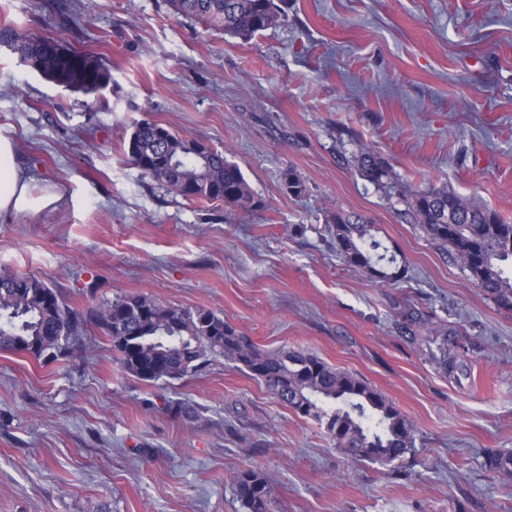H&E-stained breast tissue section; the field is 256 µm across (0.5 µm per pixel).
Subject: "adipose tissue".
<instances>
[{
  "label": "adipose tissue",
  "instance_id": "adipose-tissue-1",
  "mask_svg": "<svg viewBox=\"0 0 512 512\" xmlns=\"http://www.w3.org/2000/svg\"><path fill=\"white\" fill-rule=\"evenodd\" d=\"M59 200L55 191L33 195L29 183L20 174L11 142L0 139V214L25 213L46 209Z\"/></svg>",
  "mask_w": 512,
  "mask_h": 512
}]
</instances>
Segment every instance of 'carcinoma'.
I'll use <instances>...</instances> for the list:
<instances>
[{"label": "carcinoma", "mask_w": 512, "mask_h": 512, "mask_svg": "<svg viewBox=\"0 0 512 512\" xmlns=\"http://www.w3.org/2000/svg\"><path fill=\"white\" fill-rule=\"evenodd\" d=\"M173 13L209 29L248 41L278 23L283 11L275 0H166ZM0 45L20 63L44 77L86 95L112 83V71L93 55L65 49L47 38L30 37L13 25L0 26ZM126 153L130 162L157 186L197 203L257 207L241 168L201 140L173 132L154 121L138 123ZM366 180L393 188L388 159L371 147L346 159ZM293 195L306 185L293 169L283 172ZM405 215L440 250L468 272L472 284L500 309L512 311V224L496 212L446 189L403 197ZM336 254L344 263L379 283L406 279L408 268L388 255L377 239L379 228L356 213L336 211L328 218ZM94 326L112 342L121 366L143 381L179 380L222 357L262 382L281 403L318 424L345 456L387 467L415 452L417 431L380 391L362 378L337 369L301 349L265 351L249 337L203 308L165 305L145 295H119L85 314L68 307L45 280L27 274H0V351L25 352L54 362L66 357L70 340ZM399 333L417 339L429 328L438 341L439 361L455 369L457 343L428 311L406 307L396 314ZM493 473L512 475V451L490 454L483 463ZM236 496L248 512H269L271 490L255 469L236 472Z\"/></svg>", "instance_id": "obj_1"}]
</instances>
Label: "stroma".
Returning a JSON list of instances; mask_svg holds the SVG:
<instances>
[{"mask_svg": "<svg viewBox=\"0 0 512 512\" xmlns=\"http://www.w3.org/2000/svg\"><path fill=\"white\" fill-rule=\"evenodd\" d=\"M0 0V25L94 55L112 70L100 107L0 47V138L34 194L0 214V273L44 277L72 308L118 294L224 317L261 349H304L364 378L413 421L417 452L351 462L264 384L212 359L147 382L88 329L43 363L0 351V512H247L234 474L255 467L271 512H512V314L474 288L403 194L446 188L512 222V0H284L249 42L173 14L165 0ZM144 119L238 164L260 207L158 188L124 150ZM370 146L383 190L348 165ZM306 184L288 194L282 174ZM358 213L407 262V287L336 256L326 219ZM433 310L457 331L460 369L395 314Z\"/></svg>", "mask_w": 512, "mask_h": 512, "instance_id": "1", "label": "stroma"}]
</instances>
